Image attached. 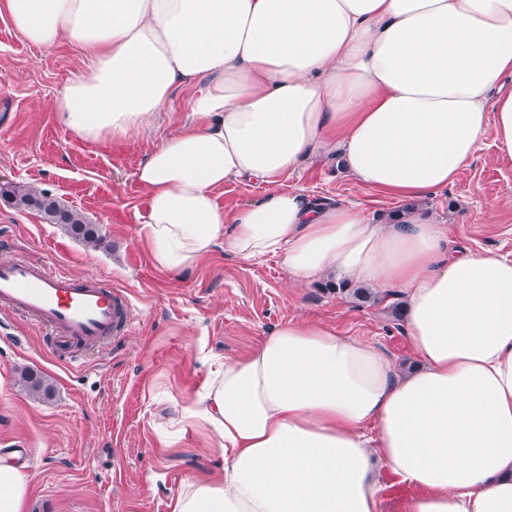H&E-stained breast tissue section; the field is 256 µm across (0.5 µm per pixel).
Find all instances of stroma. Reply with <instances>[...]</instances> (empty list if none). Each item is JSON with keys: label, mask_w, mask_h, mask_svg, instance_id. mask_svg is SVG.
Wrapping results in <instances>:
<instances>
[{"label": "stroma", "mask_w": 512, "mask_h": 512, "mask_svg": "<svg viewBox=\"0 0 512 512\" xmlns=\"http://www.w3.org/2000/svg\"><path fill=\"white\" fill-rule=\"evenodd\" d=\"M69 43L49 51L26 43L0 15V188L33 185L99 225L104 240L86 247L61 225L0 195V263L24 258L82 276L92 274L128 295L133 319L125 335L86 350L75 362L56 358L47 332L0 311V457L25 448L28 512H170L188 478L212 470L202 429L176 431L173 402H188L207 383L213 358L243 356L291 317L378 342L405 365L414 359L393 314L396 296L363 302L324 282L289 288L276 258L239 259L216 247L189 270L157 267L139 236L148 196L136 172L151 149L178 130L191 91L179 89L165 120L147 134L84 142L55 119L58 92L84 66ZM284 189L361 205L372 218L403 205L366 191L328 154L288 177ZM449 237L512 258V157L484 139L455 183L420 202ZM45 377L52 394L35 400L21 371ZM125 468L114 479L112 456Z\"/></svg>", "instance_id": "stroma-1"}]
</instances>
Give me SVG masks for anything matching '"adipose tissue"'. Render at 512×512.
<instances>
[{
  "label": "adipose tissue",
  "mask_w": 512,
  "mask_h": 512,
  "mask_svg": "<svg viewBox=\"0 0 512 512\" xmlns=\"http://www.w3.org/2000/svg\"><path fill=\"white\" fill-rule=\"evenodd\" d=\"M28 44L89 62L56 118L86 143L149 132L193 88L180 129L136 177L140 237L167 270L216 246L278 258L291 288L333 277L400 295L415 364L302 319L225 357L175 425L211 439L215 470L171 512H382L380 471L412 487L399 512H512V259L452 241L419 200L479 143L512 156V0H0ZM338 150L399 222L283 190ZM255 180L224 211L217 188ZM29 480L0 464V512Z\"/></svg>",
  "instance_id": "obj_1"
}]
</instances>
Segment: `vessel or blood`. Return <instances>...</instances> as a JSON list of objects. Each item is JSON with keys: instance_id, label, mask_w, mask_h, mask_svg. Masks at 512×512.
I'll return each mask as SVG.
<instances>
[{"instance_id": "obj_1", "label": "vessel or blood", "mask_w": 512, "mask_h": 512, "mask_svg": "<svg viewBox=\"0 0 512 512\" xmlns=\"http://www.w3.org/2000/svg\"><path fill=\"white\" fill-rule=\"evenodd\" d=\"M0 308L48 327L53 353L73 361L79 352L119 336L132 317L123 290L28 260L0 264Z\"/></svg>"}]
</instances>
